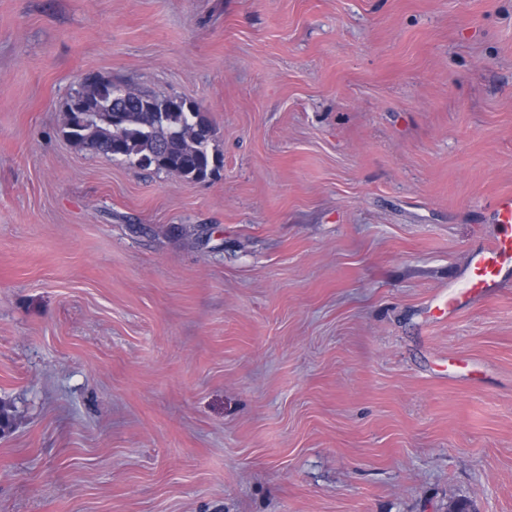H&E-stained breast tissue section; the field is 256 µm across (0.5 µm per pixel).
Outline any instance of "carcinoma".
Returning <instances> with one entry per match:
<instances>
[{
  "label": "carcinoma",
  "instance_id": "1",
  "mask_svg": "<svg viewBox=\"0 0 512 512\" xmlns=\"http://www.w3.org/2000/svg\"><path fill=\"white\" fill-rule=\"evenodd\" d=\"M66 134L79 148L119 156L193 181L212 174L219 157L210 150L214 128L185 99L132 97L112 81L89 76L65 104Z\"/></svg>",
  "mask_w": 512,
  "mask_h": 512
}]
</instances>
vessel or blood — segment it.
Segmentation results:
<instances>
[{
	"mask_svg": "<svg viewBox=\"0 0 512 512\" xmlns=\"http://www.w3.org/2000/svg\"><path fill=\"white\" fill-rule=\"evenodd\" d=\"M492 207L499 234L494 241L474 252L466 290L458 295H449V311L466 306L471 297L497 294L507 281L508 271L512 270V192L497 195Z\"/></svg>",
	"mask_w": 512,
	"mask_h": 512,
	"instance_id": "obj_1",
	"label": "vessel or blood"
}]
</instances>
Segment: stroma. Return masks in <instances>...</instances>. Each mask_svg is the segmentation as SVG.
Returning a JSON list of instances; mask_svg holds the SVG:
<instances>
[{
	"label": "stroma",
	"instance_id": "stroma-1",
	"mask_svg": "<svg viewBox=\"0 0 512 512\" xmlns=\"http://www.w3.org/2000/svg\"><path fill=\"white\" fill-rule=\"evenodd\" d=\"M194 102L190 181L64 133ZM512 0H0V512H512ZM493 220L499 225L498 236L472 256L466 291L448 295V313L467 305L470 297L493 296L503 288L512 267V192L497 195L492 202Z\"/></svg>",
	"mask_w": 512,
	"mask_h": 512
}]
</instances>
